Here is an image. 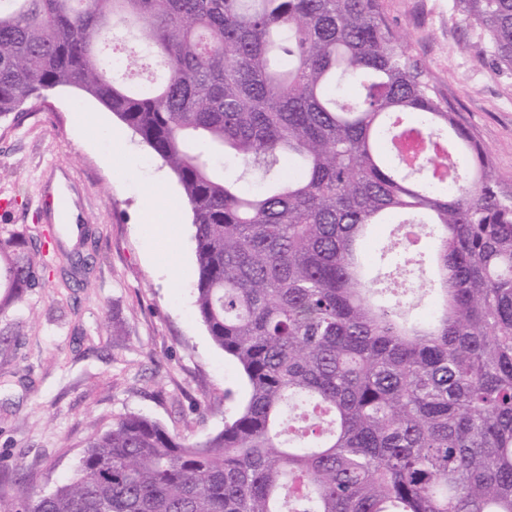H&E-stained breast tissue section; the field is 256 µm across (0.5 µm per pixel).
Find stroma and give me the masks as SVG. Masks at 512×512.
I'll return each instance as SVG.
<instances>
[{
  "mask_svg": "<svg viewBox=\"0 0 512 512\" xmlns=\"http://www.w3.org/2000/svg\"><path fill=\"white\" fill-rule=\"evenodd\" d=\"M386 20L407 35L408 52L460 123L491 159V175L512 191V72H496L470 46L480 32L455 0H380ZM122 137L129 168L107 164L112 133ZM164 185L180 205V232L156 243L145 201ZM70 203L89 244L68 243L48 198ZM0 236L51 231L62 254L86 260L70 282L46 278L24 304L0 312V495L17 481L52 492L72 474L86 438L136 413L191 444L224 428L244 402L235 364L197 315L192 214L174 174L130 129L73 87L57 88L0 120ZM366 256L388 274L401 300L425 312L424 268L394 275L382 253L395 225L377 224Z\"/></svg>",
  "mask_w": 512,
  "mask_h": 512,
  "instance_id": "obj_1",
  "label": "stroma"
}]
</instances>
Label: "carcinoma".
<instances>
[{"label":"carcinoma","mask_w":512,"mask_h":512,"mask_svg":"<svg viewBox=\"0 0 512 512\" xmlns=\"http://www.w3.org/2000/svg\"><path fill=\"white\" fill-rule=\"evenodd\" d=\"M456 5L512 71V0ZM58 87L176 176L198 315L247 396L200 444L122 417L0 512H512V195L379 0H0V119ZM407 132L439 151L408 167ZM374 224L434 241L393 255L429 261L425 314L366 277ZM48 266L1 236L0 310Z\"/></svg>","instance_id":"1"}]
</instances>
